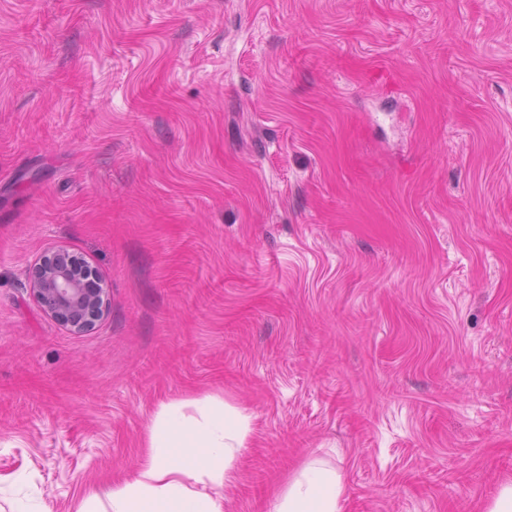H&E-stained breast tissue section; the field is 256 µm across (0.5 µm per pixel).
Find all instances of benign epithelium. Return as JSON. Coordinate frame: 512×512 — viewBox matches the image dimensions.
I'll return each mask as SVG.
<instances>
[{
	"mask_svg": "<svg viewBox=\"0 0 512 512\" xmlns=\"http://www.w3.org/2000/svg\"><path fill=\"white\" fill-rule=\"evenodd\" d=\"M88 262L53 246L27 268L30 291L41 308L75 334L93 329L108 306L107 289L85 280Z\"/></svg>",
	"mask_w": 512,
	"mask_h": 512,
	"instance_id": "1",
	"label": "benign epithelium"
}]
</instances>
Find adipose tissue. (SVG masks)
<instances>
[{"instance_id":"ef3b65f1","label":"adipose tissue","mask_w":512,"mask_h":512,"mask_svg":"<svg viewBox=\"0 0 512 512\" xmlns=\"http://www.w3.org/2000/svg\"><path fill=\"white\" fill-rule=\"evenodd\" d=\"M250 422L217 394L160 403L132 477L90 492L77 512H224ZM345 501L342 470L314 456L277 493L271 512H344Z\"/></svg>"}]
</instances>
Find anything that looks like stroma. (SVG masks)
<instances>
[{"mask_svg":"<svg viewBox=\"0 0 512 512\" xmlns=\"http://www.w3.org/2000/svg\"><path fill=\"white\" fill-rule=\"evenodd\" d=\"M51 246L110 308L30 294ZM252 417L226 512L336 449L345 512L512 477V0H0V512ZM87 268L101 288L85 280ZM30 291L41 308L75 334L93 329L108 306L104 281L82 257L63 246H53L26 270Z\"/></svg>","mask_w":512,"mask_h":512,"instance_id":"obj_1","label":"stroma"}]
</instances>
